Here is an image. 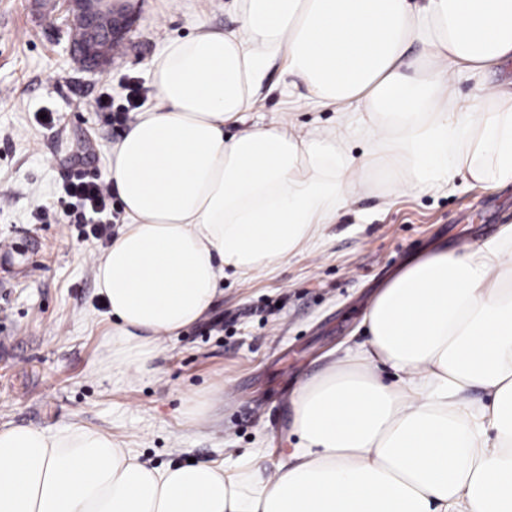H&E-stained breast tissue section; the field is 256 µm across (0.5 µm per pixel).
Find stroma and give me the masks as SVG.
<instances>
[{"label":"stroma","instance_id":"obj_1","mask_svg":"<svg viewBox=\"0 0 512 512\" xmlns=\"http://www.w3.org/2000/svg\"><path fill=\"white\" fill-rule=\"evenodd\" d=\"M127 39L106 63L84 68L72 54V0H0V426L56 429L80 422L112 433L153 466L231 462L250 452L266 465L289 445L292 398L348 345L366 341L374 294L413 256L456 248L512 224V185L456 179L438 193L390 199L371 171L372 192L327 225L317 248L270 272L229 274L204 314L162 340L156 372L105 378L97 372L110 328L94 261L104 241L79 224L35 220L54 208L74 160L93 157L106 174V147L121 138L94 108L130 82L150 84L151 65L172 39L199 27H238L235 0H119ZM282 61L269 66L248 122L333 119L279 93ZM54 113V125L41 116ZM224 388L209 420L189 426L184 399Z\"/></svg>","mask_w":512,"mask_h":512}]
</instances>
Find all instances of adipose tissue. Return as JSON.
<instances>
[{
  "mask_svg": "<svg viewBox=\"0 0 512 512\" xmlns=\"http://www.w3.org/2000/svg\"><path fill=\"white\" fill-rule=\"evenodd\" d=\"M237 10L236 30L165 44L154 105L106 148L125 222L96 260L112 319L103 376L152 373L160 337L195 322L226 273L313 249L370 189L367 171L389 174V197L459 177L512 184V91L485 82L512 59V0ZM279 58L335 126L258 121L226 136ZM363 324L367 341L298 386L296 443L273 468L250 453L155 467L80 423L0 426V512H512V224L409 262Z\"/></svg>",
  "mask_w": 512,
  "mask_h": 512,
  "instance_id": "1",
  "label": "adipose tissue"
}]
</instances>
